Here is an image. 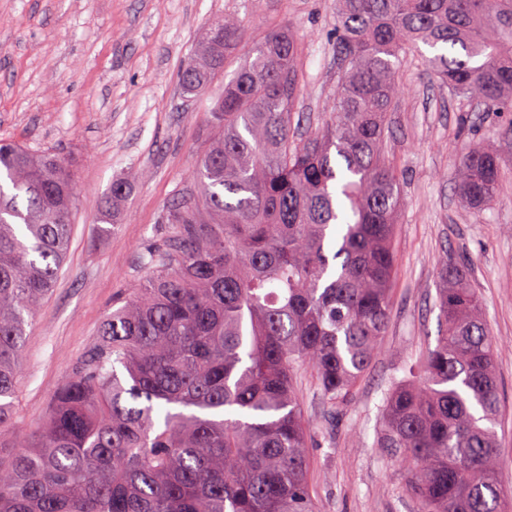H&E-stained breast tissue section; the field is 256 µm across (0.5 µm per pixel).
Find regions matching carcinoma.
I'll return each mask as SVG.
<instances>
[{
    "mask_svg": "<svg viewBox=\"0 0 512 512\" xmlns=\"http://www.w3.org/2000/svg\"><path fill=\"white\" fill-rule=\"evenodd\" d=\"M343 68L330 119L294 137L297 39L256 42L214 99L193 168L200 195L164 214L168 243L112 310L38 433L0 465V512H321L308 483L294 365L330 407L364 376L391 311L399 179L385 155L409 50L491 114L512 112V0H335ZM243 41L226 14L202 32L181 87L224 74ZM475 211L498 200L499 152L456 159ZM0 427L20 353L53 290L76 182L51 151L0 141ZM118 179L105 214L124 200ZM434 347L386 400L381 444L406 466L418 512H502L494 347L470 269L446 260Z\"/></svg>",
    "mask_w": 512,
    "mask_h": 512,
    "instance_id": "carcinoma-1",
    "label": "carcinoma"
}]
</instances>
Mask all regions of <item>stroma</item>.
I'll list each match as a JSON object with an SVG mask.
<instances>
[{
	"mask_svg": "<svg viewBox=\"0 0 512 512\" xmlns=\"http://www.w3.org/2000/svg\"><path fill=\"white\" fill-rule=\"evenodd\" d=\"M227 13L242 20L249 44L271 29H296L302 121L295 135L321 126L339 77L331 0H0V139L58 153L78 192L69 258L36 312L0 445L36 431L113 299L137 287L145 256L165 247L167 206L196 196L191 169L210 138L208 111L221 87L184 96L178 72L204 27ZM482 144L499 147L503 181L497 202L476 212L455 193L454 160ZM386 154L403 197L387 333L353 397L336 410L309 367L296 372L310 423V491L322 512H417L398 457L380 445V419L406 367L441 333L434 302L448 256L470 261L496 342L500 481L512 491V114L480 112L413 53L398 74ZM135 169L144 178L104 227L100 206L113 180Z\"/></svg>",
	"mask_w": 512,
	"mask_h": 512,
	"instance_id": "stroma-1",
	"label": "stroma"
}]
</instances>
